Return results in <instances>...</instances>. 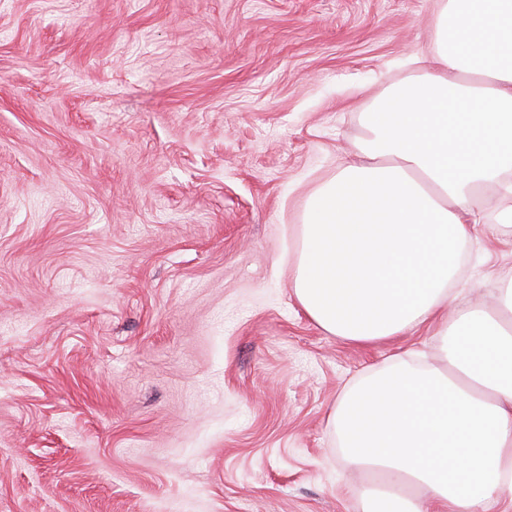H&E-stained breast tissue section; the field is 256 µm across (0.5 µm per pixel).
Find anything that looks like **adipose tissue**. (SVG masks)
I'll return each mask as SVG.
<instances>
[{
    "mask_svg": "<svg viewBox=\"0 0 512 512\" xmlns=\"http://www.w3.org/2000/svg\"><path fill=\"white\" fill-rule=\"evenodd\" d=\"M420 72L363 114L359 156L309 197L294 295L329 334L369 344L451 303L492 190L512 223V0H445ZM433 360L397 354L328 423L346 465L377 471L362 512L512 508V280L442 320Z\"/></svg>",
    "mask_w": 512,
    "mask_h": 512,
    "instance_id": "adipose-tissue-1",
    "label": "adipose tissue"
}]
</instances>
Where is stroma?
Segmentation results:
<instances>
[{"label":"stroma","instance_id":"obj_1","mask_svg":"<svg viewBox=\"0 0 512 512\" xmlns=\"http://www.w3.org/2000/svg\"><path fill=\"white\" fill-rule=\"evenodd\" d=\"M435 0H0V512H361L328 417L373 344L293 293L310 194ZM512 279L484 211L455 286Z\"/></svg>","mask_w":512,"mask_h":512}]
</instances>
